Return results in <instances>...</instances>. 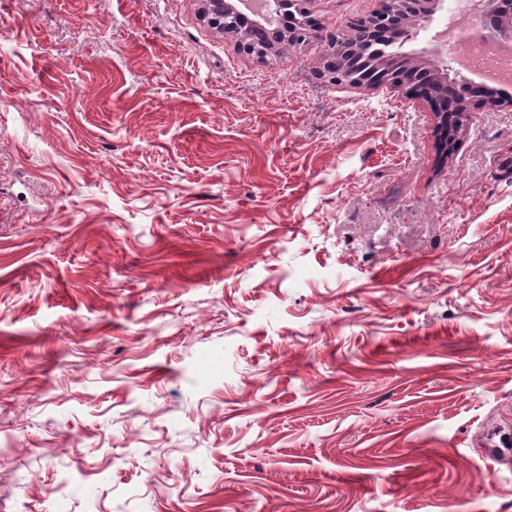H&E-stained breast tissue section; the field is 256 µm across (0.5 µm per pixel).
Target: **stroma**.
<instances>
[{
    "label": "stroma",
    "mask_w": 512,
    "mask_h": 512,
    "mask_svg": "<svg viewBox=\"0 0 512 512\" xmlns=\"http://www.w3.org/2000/svg\"><path fill=\"white\" fill-rule=\"evenodd\" d=\"M326 59L0 0V512H512V107ZM366 71L351 72L346 79L352 86H376L381 84H391L401 89L408 97L420 99L425 102L438 119V125L442 134L441 147L446 154L451 153L457 145L459 133L465 123L468 107L461 113L447 109V105H441L430 93L427 88H422L407 81L402 75L389 74L386 76V82L380 83L377 80L367 81L363 78Z\"/></svg>",
    "instance_id": "35a3bbf8"
}]
</instances>
